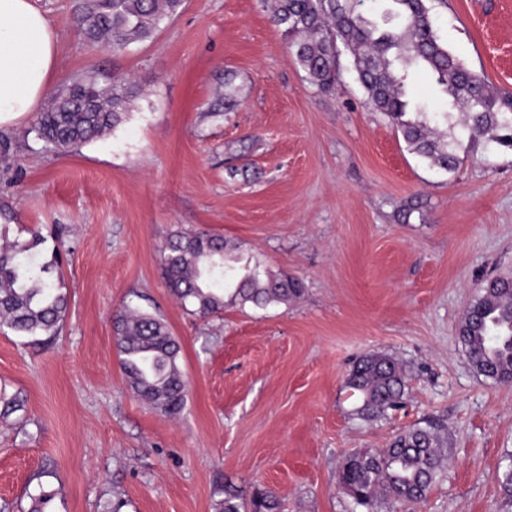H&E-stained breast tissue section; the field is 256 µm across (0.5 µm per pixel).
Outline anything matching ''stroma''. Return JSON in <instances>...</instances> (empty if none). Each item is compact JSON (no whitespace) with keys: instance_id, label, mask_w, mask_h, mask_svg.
Listing matches in <instances>:
<instances>
[{"instance_id":"1","label":"stroma","mask_w":512,"mask_h":512,"mask_svg":"<svg viewBox=\"0 0 512 512\" xmlns=\"http://www.w3.org/2000/svg\"><path fill=\"white\" fill-rule=\"evenodd\" d=\"M59 36L52 89L92 74L140 91L123 121L69 152L0 128V244L42 243L69 303L58 335L0 331V512H215L225 486L284 512H351L344 455L433 424L448 465L416 512H512V384L474 369L458 326L486 280L512 275V150L446 171L411 154L365 104L349 55L325 93L290 59L267 0H185L154 36L87 42L79 0H33ZM441 39L512 91V0H427ZM233 103H226V91ZM179 231L218 234L245 261L298 279L290 304L210 317L173 299L161 264ZM159 316L181 347L186 405L169 416L122 373L124 305ZM369 353L406 370L403 404L360 418L346 386Z\"/></svg>"}]
</instances>
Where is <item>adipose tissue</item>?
<instances>
[{
  "label": "adipose tissue",
  "mask_w": 512,
  "mask_h": 512,
  "mask_svg": "<svg viewBox=\"0 0 512 512\" xmlns=\"http://www.w3.org/2000/svg\"><path fill=\"white\" fill-rule=\"evenodd\" d=\"M57 58L53 25L33 0H0V127L38 110Z\"/></svg>",
  "instance_id": "1"
}]
</instances>
